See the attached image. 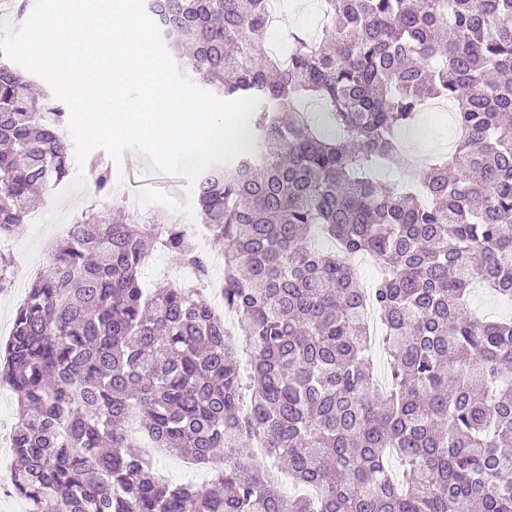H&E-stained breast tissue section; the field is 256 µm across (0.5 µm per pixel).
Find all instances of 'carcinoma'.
Listing matches in <instances>:
<instances>
[{
	"label": "carcinoma",
	"instance_id": "obj_1",
	"mask_svg": "<svg viewBox=\"0 0 512 512\" xmlns=\"http://www.w3.org/2000/svg\"><path fill=\"white\" fill-rule=\"evenodd\" d=\"M323 2L322 37L289 33L281 62L264 52L269 0H148L184 71L261 99L250 154L197 181L252 363L204 298L209 260L183 225L81 212L0 358L26 512H512V319L467 306L475 283L512 303V0ZM31 87L0 55L4 239L70 172L68 108ZM434 99L455 104L453 149L417 185L381 180ZM151 246L191 282L142 287ZM133 413L210 480L159 481L153 453L133 451ZM279 472L313 495H284Z\"/></svg>",
	"mask_w": 512,
	"mask_h": 512
}]
</instances>
